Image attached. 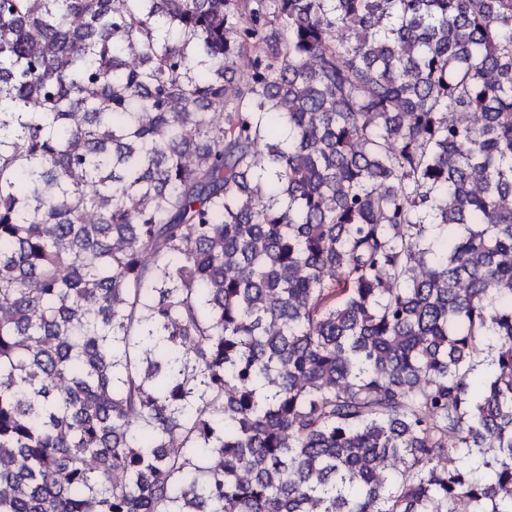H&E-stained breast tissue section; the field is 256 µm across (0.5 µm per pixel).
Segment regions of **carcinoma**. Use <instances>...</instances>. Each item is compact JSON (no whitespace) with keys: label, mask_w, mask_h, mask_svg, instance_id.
I'll return each instance as SVG.
<instances>
[{"label":"carcinoma","mask_w":512,"mask_h":512,"mask_svg":"<svg viewBox=\"0 0 512 512\" xmlns=\"http://www.w3.org/2000/svg\"><path fill=\"white\" fill-rule=\"evenodd\" d=\"M0 512H512V0H0Z\"/></svg>","instance_id":"1"}]
</instances>
